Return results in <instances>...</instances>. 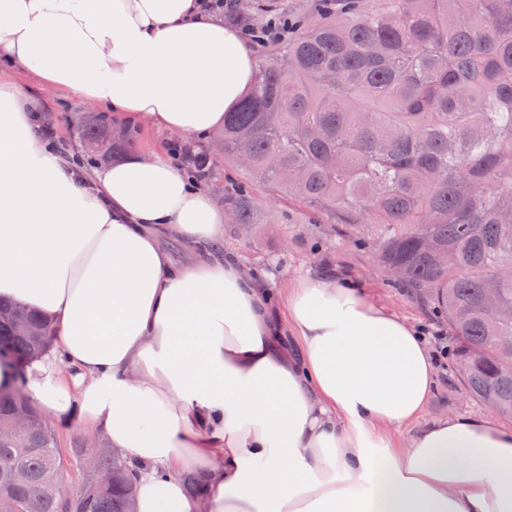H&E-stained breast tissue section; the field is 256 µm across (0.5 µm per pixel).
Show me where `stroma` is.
<instances>
[{"instance_id":"1","label":"stroma","mask_w":512,"mask_h":512,"mask_svg":"<svg viewBox=\"0 0 512 512\" xmlns=\"http://www.w3.org/2000/svg\"><path fill=\"white\" fill-rule=\"evenodd\" d=\"M0 85L10 86L26 108L43 109L56 128L60 139L71 151L83 153L84 147L76 126L94 107L79 96L53 90L26 76L18 67L8 64L0 55ZM255 224L244 227L225 224L224 250L238 257L244 267L261 278L272 298L289 280L303 276H336L357 282L381 306L403 316L415 328L445 329V322L431 304L400 287L381 268L372 243H361L362 230L354 224H336L326 216L314 213L284 198H259ZM436 388L420 419L428 424L444 414L490 415L492 420L512 425V415L490 412L479 400L469 396L454 368L453 357L437 359ZM59 448L67 467L66 487L77 489L84 467L75 455V442L87 433L79 417L54 425Z\"/></svg>"}]
</instances>
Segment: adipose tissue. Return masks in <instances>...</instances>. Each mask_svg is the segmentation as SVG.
Listing matches in <instances>:
<instances>
[{
	"instance_id": "ef3b65f1",
	"label": "adipose tissue",
	"mask_w": 512,
	"mask_h": 512,
	"mask_svg": "<svg viewBox=\"0 0 512 512\" xmlns=\"http://www.w3.org/2000/svg\"><path fill=\"white\" fill-rule=\"evenodd\" d=\"M0 50L184 137L219 130L258 64L197 0H0ZM91 179L96 192L81 191L0 88V297L56 336L22 372L0 367V384L23 380L49 419L78 413L136 465L137 512H512V427L420 425L435 364L403 317L330 276L271 302L222 254L224 211L163 153ZM160 227L204 256L176 264Z\"/></svg>"
}]
</instances>
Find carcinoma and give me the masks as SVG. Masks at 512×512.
<instances>
[{
	"label": "carcinoma",
	"instance_id": "cac0c4a2",
	"mask_svg": "<svg viewBox=\"0 0 512 512\" xmlns=\"http://www.w3.org/2000/svg\"><path fill=\"white\" fill-rule=\"evenodd\" d=\"M240 0L248 23L272 9ZM317 17L264 47L256 79L224 114V158L261 190L298 199L342 224L365 227L380 263L419 291L448 323L469 393L512 414V0H319ZM102 113L79 134L108 159L135 134L111 141ZM224 211L255 223L246 186ZM433 241L434 247L427 246ZM26 330L0 323V360L21 371L52 347L51 322L8 301ZM21 407L40 409L19 386H0V429ZM24 469L28 483L12 481ZM97 467L120 480L102 491L87 472L66 490L48 423L0 439V512H127L132 471L109 444Z\"/></svg>",
	"mask_w": 512,
	"mask_h": 512
}]
</instances>
